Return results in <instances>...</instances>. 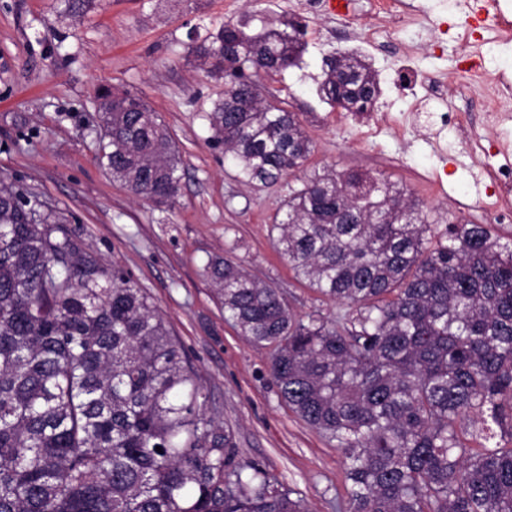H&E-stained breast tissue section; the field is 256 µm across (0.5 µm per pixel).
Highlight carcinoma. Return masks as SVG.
Segmentation results:
<instances>
[{"instance_id":"1","label":"carcinoma","mask_w":512,"mask_h":512,"mask_svg":"<svg viewBox=\"0 0 512 512\" xmlns=\"http://www.w3.org/2000/svg\"><path fill=\"white\" fill-rule=\"evenodd\" d=\"M307 24L225 23L194 48L224 74L208 119L243 181L298 173L276 247L341 317L296 314L229 258L205 271L239 333L270 349L280 398L337 442L346 512H512V241L441 225L382 174L305 173L299 113L260 79L297 67ZM268 46L253 57L255 40ZM317 94L346 112L381 94L362 53L323 59ZM98 93L100 163L175 204V143L154 111ZM38 196L0 184V512H309L204 414L206 394L146 292ZM162 452H157L156 447Z\"/></svg>"}]
</instances>
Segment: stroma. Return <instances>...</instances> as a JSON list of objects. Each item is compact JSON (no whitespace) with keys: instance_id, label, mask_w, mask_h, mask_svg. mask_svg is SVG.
<instances>
[{"instance_id":"1","label":"stroma","mask_w":512,"mask_h":512,"mask_svg":"<svg viewBox=\"0 0 512 512\" xmlns=\"http://www.w3.org/2000/svg\"><path fill=\"white\" fill-rule=\"evenodd\" d=\"M410 2L422 25L383 48L326 25V14L337 9L356 30L380 27L367 0H346L342 8L321 0L322 15L303 16L308 46L301 67L263 80V92L299 113L314 146L308 167L383 173L407 185L436 220L486 223L496 197L479 173L512 162V112H477L483 84L471 83L460 65L472 57L483 83L512 88V26L485 32L476 45L464 33L488 0ZM298 14V0H95L79 17L68 14L65 0H0V179L52 204L85 243L144 288L203 378L205 414L232 432L240 464L264 469L310 512H345L350 484L335 441L280 399L268 349L225 318L203 273L209 257H228L278 288L297 314L330 311L275 249L272 226L283 216L287 182L245 183L212 144L206 114L223 97L224 81L191 54L222 24L256 33ZM441 21L448 33L435 47L427 27ZM403 44L413 48L418 82L398 78ZM354 48L381 87L372 115L382 131L370 142L363 118L331 108L316 93L323 58ZM433 75L448 82L444 100L428 98L425 81ZM103 87L138 93L167 127L182 176L174 207L136 198L102 169L96 98ZM442 112L473 114L475 140H459L441 125Z\"/></svg>"}]
</instances>
